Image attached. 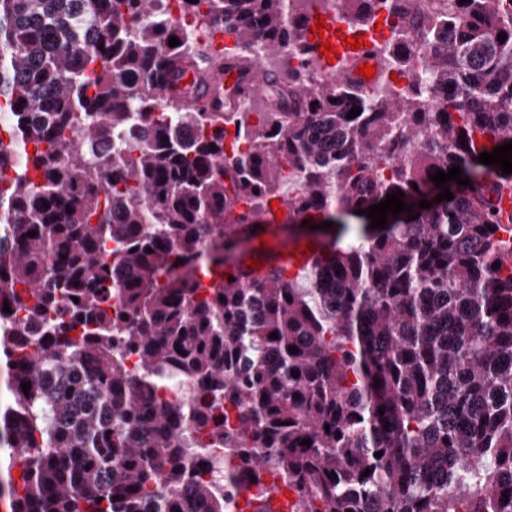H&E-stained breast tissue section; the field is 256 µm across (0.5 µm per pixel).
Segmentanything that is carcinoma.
<instances>
[{
  "instance_id": "obj_1",
  "label": "carcinoma",
  "mask_w": 512,
  "mask_h": 512,
  "mask_svg": "<svg viewBox=\"0 0 512 512\" xmlns=\"http://www.w3.org/2000/svg\"><path fill=\"white\" fill-rule=\"evenodd\" d=\"M155 2L0 0V502L245 512L246 490L273 512L283 486L302 512H512V173L478 162L512 141V0H347L355 24L396 14L382 62L408 92L367 105L268 70L286 112L202 102L224 98L206 43L169 47ZM187 6L204 30L231 18L241 68L258 38L305 51L287 0ZM454 165L470 185L437 203L431 175ZM398 190L413 212L359 216L354 243L315 245L293 278L234 255L274 198L288 224L343 223ZM170 375L187 403L157 398Z\"/></svg>"
}]
</instances>
